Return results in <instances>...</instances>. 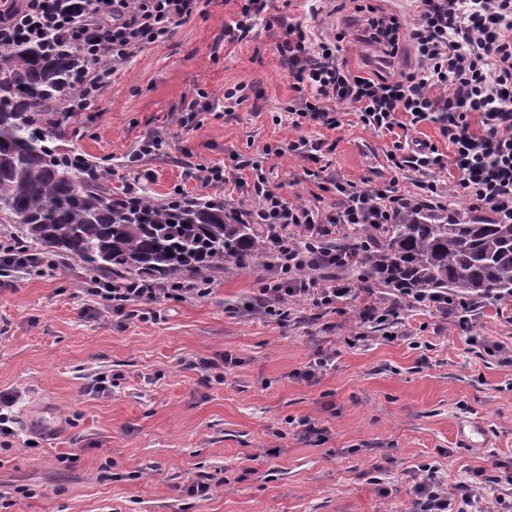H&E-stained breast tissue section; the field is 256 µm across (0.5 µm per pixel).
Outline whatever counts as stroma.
<instances>
[{"label": "stroma", "mask_w": 512, "mask_h": 512, "mask_svg": "<svg viewBox=\"0 0 512 512\" xmlns=\"http://www.w3.org/2000/svg\"><path fill=\"white\" fill-rule=\"evenodd\" d=\"M238 11L239 0H202L169 37L116 68L95 102L63 124L61 145L110 167L119 195L134 185L165 201L179 187L244 211L253 205L245 188L194 176L238 156L262 159L270 189L288 199H310L318 182L338 177L404 193L430 181L442 205L469 211L452 169L395 172L392 137L357 113L338 129L299 133L333 144L316 161L288 152L298 134L274 120L297 96L276 51L288 21H304L316 38L341 36V60L373 73L370 50L356 41L362 20L396 13L411 27L407 0H273L247 38L226 40ZM241 84L246 100L225 112V93ZM197 98L203 111L182 127L179 113ZM150 137L159 150L136 158ZM267 145L282 155L263 157ZM274 275L265 263L225 270L205 297L157 299L143 319L94 304L72 259L50 277L1 282L0 391L20 397L11 448L0 450V496L14 505L0 512H411L421 462L452 483L512 467V301L477 309L468 332L419 305L383 324L364 321L366 299L394 297L378 287L332 310L296 303L282 324L247 310ZM222 355L223 381L189 367ZM320 356L324 370L303 378ZM102 374L119 377L103 393ZM305 419L324 443L305 438ZM473 420L485 442L470 448L457 429ZM134 470L142 478L126 479ZM200 476L213 488L203 502L183 493Z\"/></svg>", "instance_id": "1"}]
</instances>
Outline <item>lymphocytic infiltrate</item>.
Returning a JSON list of instances; mask_svg holds the SVG:
<instances>
[{"label":"lymphocytic infiltrate","instance_id":"f902f5d3","mask_svg":"<svg viewBox=\"0 0 512 512\" xmlns=\"http://www.w3.org/2000/svg\"><path fill=\"white\" fill-rule=\"evenodd\" d=\"M201 0H0V49L28 41L49 47H76L84 60L81 96L71 99L68 112H82L110 82L115 66L168 37L188 20ZM418 21L402 30L396 17L373 18L372 41L382 43L385 58L395 57L400 41L414 49L416 69L392 77H370L339 60L337 37L312 42L303 23L288 26L278 46L281 63L298 93L287 107L288 126L298 136L290 150H303L300 131L317 123L328 129L341 125L339 105L358 112L364 126L392 135L424 122L438 124L452 146L451 154L433 145L405 147L396 142L389 154L394 169L428 173L451 168L455 190L473 210L491 212L512 223V0H414ZM250 170L254 198L251 210L238 213L247 224H264L272 231L298 228L318 242L342 224H390L407 209L433 206L436 185L399 194L391 189L365 188L336 179L329 189L330 205L291 202L267 187L261 161L247 159L232 166L204 168L205 184L221 186ZM282 273L287 283L273 280L261 288L257 314L287 321L290 304L309 299L332 308L352 294L350 286L333 279L320 283L304 276L308 264L300 252L280 244ZM97 304L120 316H135V306L158 297L181 299L206 296V289L187 282L169 288L153 281L130 282L89 291ZM415 512H512V499L490 504L483 489L499 485L501 475L475 472L472 479L449 485L438 466L418 468Z\"/></svg>","mask_w":512,"mask_h":512}]
</instances>
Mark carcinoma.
<instances>
[{
  "label": "carcinoma",
  "instance_id": "obj_1",
  "mask_svg": "<svg viewBox=\"0 0 512 512\" xmlns=\"http://www.w3.org/2000/svg\"><path fill=\"white\" fill-rule=\"evenodd\" d=\"M81 66L77 51L54 55L37 43L0 54V223L19 226L33 269L66 258L94 288L117 278L205 284L271 256L266 229L235 221L220 200L116 197L98 166L60 152L61 122L48 115L79 93ZM340 234L322 249L368 287L512 298V223L423 208Z\"/></svg>",
  "mask_w": 512,
  "mask_h": 512
}]
</instances>
